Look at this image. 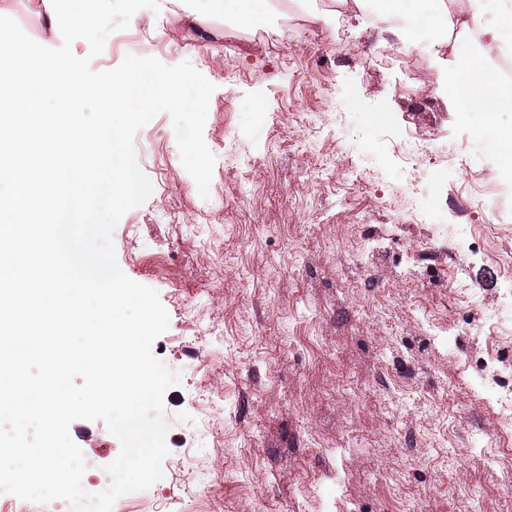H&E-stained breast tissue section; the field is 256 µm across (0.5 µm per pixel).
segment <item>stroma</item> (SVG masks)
Listing matches in <instances>:
<instances>
[{"mask_svg":"<svg viewBox=\"0 0 512 512\" xmlns=\"http://www.w3.org/2000/svg\"><path fill=\"white\" fill-rule=\"evenodd\" d=\"M319 0L241 25L238 0H160L91 58L190 61L214 84L204 141L215 157L201 197L172 119L155 115L134 147L153 193L123 215L113 243L131 280L169 314L154 356L178 373L165 395L169 455L150 488L112 512H512L490 468L512 454L476 392L481 362L512 359V334L471 335L495 306L512 256V208L483 213L500 179L480 112H456L458 58L418 44L409 59L372 26L313 22ZM211 16L197 32L173 18ZM22 30L56 48L38 0H0ZM435 109L418 111L419 94ZM477 226L456 251L433 228ZM457 326L459 346L435 338ZM70 436L106 489L120 453L104 422Z\"/></svg>","mask_w":512,"mask_h":512,"instance_id":"35a3bbf8","label":"stroma"}]
</instances>
